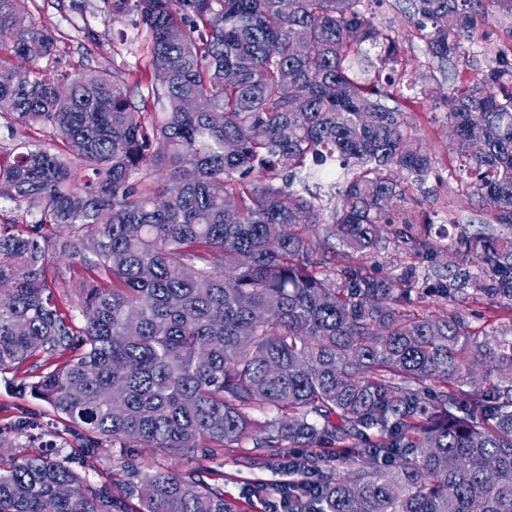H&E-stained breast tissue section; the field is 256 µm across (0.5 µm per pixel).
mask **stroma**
<instances>
[{"mask_svg":"<svg viewBox=\"0 0 512 512\" xmlns=\"http://www.w3.org/2000/svg\"><path fill=\"white\" fill-rule=\"evenodd\" d=\"M405 9L404 0H385L376 10L377 19L384 31L398 39L403 57L419 60V67L410 69L409 80L438 98L446 94L453 81L486 70L496 62L500 49L512 43V17L488 14L481 18L480 25L493 32V40L469 47L465 57L458 62L442 67L428 64L422 60L424 44L411 26ZM32 12L58 37L61 69L73 72L81 66L92 68L104 62L134 72L146 63L142 41L122 45L117 40L120 30L131 29V18L109 20L103 0H34ZM85 23L98 38L97 51L92 57L83 56L82 39L77 32L78 26ZM408 118L420 134L427 137L438 155L450 154V133L443 108L427 102L422 109L409 113ZM428 186L430 193L421 204H408L403 208L406 217L414 223H423L428 218L435 226L444 227L453 235L457 229L449 222L451 214L461 213L463 221L467 222L479 213L478 201L462 202L456 183L447 178H430ZM462 311L475 331L505 330L512 326V314L506 313L501 302L493 299L481 297L468 301L463 304ZM23 416L38 423L43 430L52 431V441L63 453H70L76 447L74 433L57 424L54 412L45 401L21 388L13 374H0V462L7 464L24 454L36 452V444L29 442L26 434L15 427L16 421ZM255 454V448L247 443L213 456L194 453L171 458L149 448L138 445L124 448L120 443L107 440L93 453L82 456L78 469L91 484L108 485L116 493L127 481L124 464L128 461L143 468H164L179 474L200 470L208 483L223 488L224 497L232 504L234 512H264L262 499L253 494L254 485H283L302 480L299 463L305 451L289 447L269 451L263 466L251 465L250 460Z\"/></svg>","mask_w":512,"mask_h":512,"instance_id":"1","label":"stroma"}]
</instances>
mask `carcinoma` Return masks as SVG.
I'll list each match as a JSON object with an SVG mask.
<instances>
[{
  "label": "carcinoma",
  "instance_id": "1",
  "mask_svg": "<svg viewBox=\"0 0 512 512\" xmlns=\"http://www.w3.org/2000/svg\"><path fill=\"white\" fill-rule=\"evenodd\" d=\"M375 2L104 0L146 35L151 74L176 64L145 95L122 69L58 72L31 0H0V48L31 65L0 59V119L43 136L0 157V200L39 216L0 225V373L38 372L83 450L336 447L351 474L310 454L320 481L283 487L286 512H512V336L458 310H512V62L444 94L450 164L407 119L421 98L388 104L401 51ZM411 6L441 66L487 39L477 12L512 17V0ZM443 165L488 216L449 243L394 216ZM391 245L400 272L369 270ZM57 255L76 300L48 277ZM43 354L67 358L44 372ZM45 447L0 469V512H125ZM136 477L139 512H233L191 472ZM460 310L467 316L472 330L491 331L509 328L510 313L502 309V304L498 300L480 297L478 300H469L460 307Z\"/></svg>",
  "mask_w": 512,
  "mask_h": 512
}]
</instances>
